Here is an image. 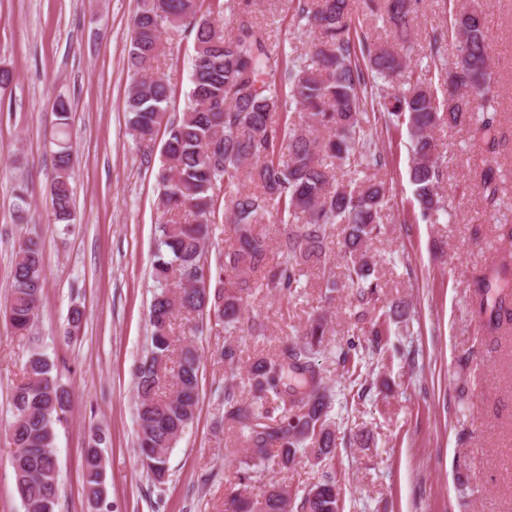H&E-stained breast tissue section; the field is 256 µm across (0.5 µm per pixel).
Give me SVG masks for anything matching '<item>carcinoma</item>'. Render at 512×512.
<instances>
[{"label":"carcinoma","instance_id":"1","mask_svg":"<svg viewBox=\"0 0 512 512\" xmlns=\"http://www.w3.org/2000/svg\"><path fill=\"white\" fill-rule=\"evenodd\" d=\"M293 17L313 30L308 58L301 61L280 49L271 30L252 20L242 0H137L127 57L132 72L126 100L127 128L150 161L160 126H165L163 164L157 173L160 203L168 219L159 225L149 306L150 344L136 372L137 422L141 464L162 484L168 453L193 423L199 403L200 356L192 340L172 336L177 312L207 315L232 334L242 309L253 296L251 274L263 272L259 287L292 298L303 277L318 270L320 288L330 299L338 288L328 271L329 230L343 225L341 258L347 280L356 289L357 307H375L379 284L372 279L374 257L368 243L381 233L389 198L385 184L367 171L386 165L372 150L371 120L386 127L405 123L413 157L410 179L419 214L435 220L445 212L440 194L443 156L433 132L468 126L489 153L497 112L489 66L487 2L470 0L461 9L448 7V33L457 42V57L446 72L448 99L443 102L421 79L393 90L408 67L410 34L419 0H369L382 13L397 44L362 36L349 13V0H286ZM182 28L194 35L192 86L182 115L163 122L170 86L155 72L164 47L160 33ZM370 91L372 112L362 107L360 92ZM58 120L54 161L57 177L50 208L57 224L73 223L70 178L73 151L68 137L70 106L53 107ZM349 160L363 177L336 181L323 156ZM251 188L239 190L243 183ZM485 199L496 201L495 170L480 173ZM233 224V241L224 251V287L207 288L205 242L216 214ZM280 225L277 262L268 267L266 224ZM46 281L39 242L22 239L15 248L10 294L0 313L14 333L26 336L38 316ZM493 330L512 322L506 301L480 300ZM385 315L369 329L375 350L387 351ZM326 321L314 318L302 340L284 345L273 357L256 358L243 390L224 387V421L246 444L237 458L241 485L262 480L270 461L288 469L302 458L323 460L335 447L332 394L316 369L314 357L324 343ZM350 342L336 352L358 398L371 391L363 380ZM241 350L224 346L225 371L234 374ZM54 362L30 351L23 380L12 398L9 426L15 452L11 466L16 491L33 512H56L59 480L54 447L55 426L71 407L69 392L53 374ZM96 434L83 449L84 480L93 512L107 497ZM228 512H341L336 481L328 478L296 499L288 488L272 484L262 500L234 494Z\"/></svg>","mask_w":512,"mask_h":512}]
</instances>
